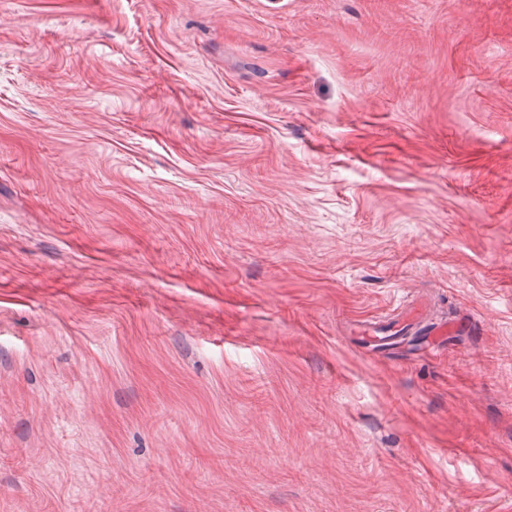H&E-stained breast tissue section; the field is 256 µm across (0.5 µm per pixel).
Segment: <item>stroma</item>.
I'll use <instances>...</instances> for the list:
<instances>
[{
  "mask_svg": "<svg viewBox=\"0 0 512 512\" xmlns=\"http://www.w3.org/2000/svg\"><path fill=\"white\" fill-rule=\"evenodd\" d=\"M0 512H512V0H0Z\"/></svg>",
  "mask_w": 512,
  "mask_h": 512,
  "instance_id": "obj_1",
  "label": "stroma"
}]
</instances>
